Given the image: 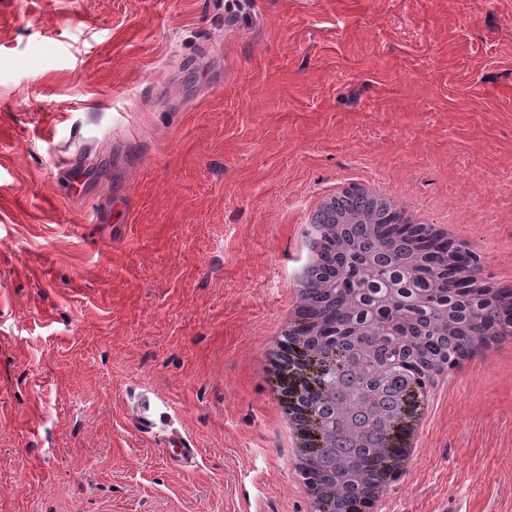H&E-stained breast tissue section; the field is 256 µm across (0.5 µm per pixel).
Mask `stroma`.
<instances>
[{"label":"stroma","mask_w":512,"mask_h":512,"mask_svg":"<svg viewBox=\"0 0 512 512\" xmlns=\"http://www.w3.org/2000/svg\"><path fill=\"white\" fill-rule=\"evenodd\" d=\"M350 176L512 273V0H0V512H309L260 362ZM448 506L512 512L506 355L381 512ZM163 453L168 455L170 459L179 464L192 463L195 459L197 449L194 445L175 433H171L168 437L162 435L157 444Z\"/></svg>","instance_id":"35a3bbf8"}]
</instances>
